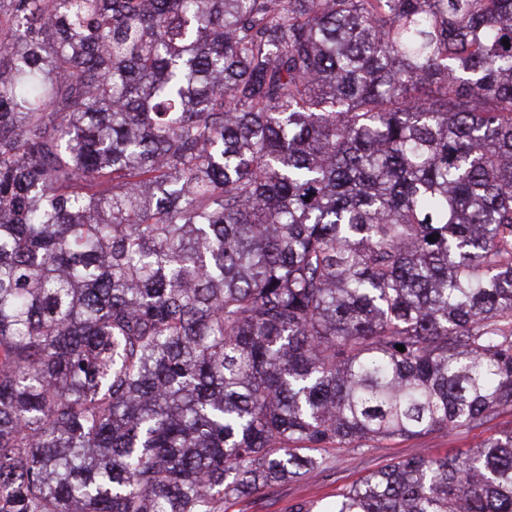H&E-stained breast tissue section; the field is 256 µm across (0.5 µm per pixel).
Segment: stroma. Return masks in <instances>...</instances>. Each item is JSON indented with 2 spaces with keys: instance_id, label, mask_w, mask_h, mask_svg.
<instances>
[{
  "instance_id": "obj_1",
  "label": "stroma",
  "mask_w": 512,
  "mask_h": 512,
  "mask_svg": "<svg viewBox=\"0 0 512 512\" xmlns=\"http://www.w3.org/2000/svg\"><path fill=\"white\" fill-rule=\"evenodd\" d=\"M512 428V412H506L475 430L458 429L436 432L388 444L384 448H358L349 452L330 453L327 469L271 488L251 496L226 499L223 512H289L300 502L320 505L335 499L339 490L388 463L405 460L419 452L434 457L463 452L502 429Z\"/></svg>"
}]
</instances>
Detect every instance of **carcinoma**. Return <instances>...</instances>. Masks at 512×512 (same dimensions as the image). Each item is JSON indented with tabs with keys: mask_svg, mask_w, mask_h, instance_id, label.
Instances as JSON below:
<instances>
[{
	"mask_svg": "<svg viewBox=\"0 0 512 512\" xmlns=\"http://www.w3.org/2000/svg\"><path fill=\"white\" fill-rule=\"evenodd\" d=\"M509 411L512 0H0V512ZM322 512H512V429Z\"/></svg>",
	"mask_w": 512,
	"mask_h": 512,
	"instance_id": "1",
	"label": "carcinoma"
}]
</instances>
